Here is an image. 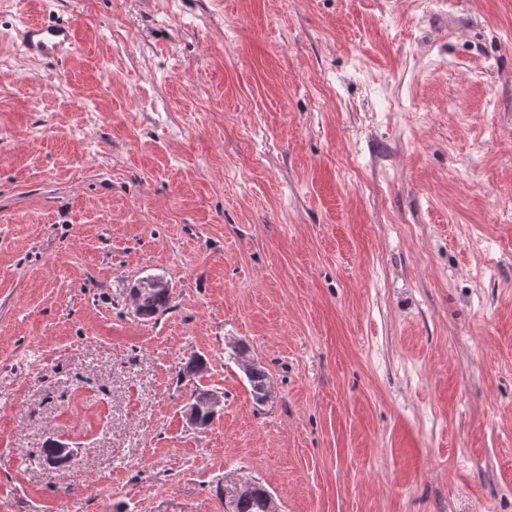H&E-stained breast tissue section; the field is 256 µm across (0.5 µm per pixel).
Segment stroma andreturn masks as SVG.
Wrapping results in <instances>:
<instances>
[{"instance_id": "1", "label": "stroma", "mask_w": 512, "mask_h": 512, "mask_svg": "<svg viewBox=\"0 0 512 512\" xmlns=\"http://www.w3.org/2000/svg\"><path fill=\"white\" fill-rule=\"evenodd\" d=\"M452 2L0 0V512H512V0ZM24 52L31 58H65L74 44V29L63 22L25 23L18 30ZM141 282H150L158 287L163 288H155L152 284L146 283L143 292L142 304H141V312L145 317H153L156 314L163 312L169 308L170 295H169V285L162 278L158 277H146ZM147 288V289H146ZM245 376L251 387L253 398L257 404H261L259 403V396H261V393L264 391L266 385L268 384L269 373L264 367L255 363L252 365L251 369L245 373ZM269 394L270 386L263 392V397L261 399L262 403L268 401ZM206 390L207 389H201L198 391L197 396H194V402L192 405L197 407L206 417L208 412L205 403L203 402V398L206 395L207 405L212 412L213 417L220 415L224 412V395L212 389H208L207 393ZM255 483L256 481L252 479L241 480L236 490L235 496L228 504L225 503L224 511L235 512L238 500L241 497L247 495ZM257 483L259 488L256 493L252 497L241 499L238 503L237 512H264L261 506L260 495L264 493L266 489L259 482Z\"/></svg>"}]
</instances>
